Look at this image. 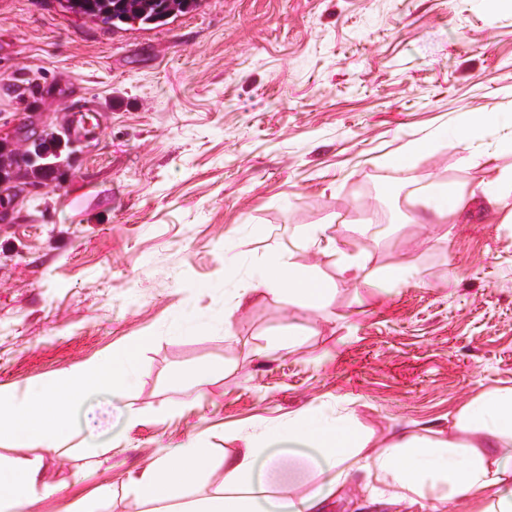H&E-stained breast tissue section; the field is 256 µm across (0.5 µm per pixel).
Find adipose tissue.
<instances>
[{
    "label": "adipose tissue",
    "mask_w": 512,
    "mask_h": 512,
    "mask_svg": "<svg viewBox=\"0 0 512 512\" xmlns=\"http://www.w3.org/2000/svg\"><path fill=\"white\" fill-rule=\"evenodd\" d=\"M504 113L484 112L443 130L464 153H471L484 128L505 124ZM484 201L502 223H512V167L479 171L473 186L431 184L417 200L438 222L462 217L474 200ZM336 288L314 269L297 265L292 254L259 263L252 284L240 289L245 301L257 291L286 296L289 304L315 314ZM134 337L125 347L90 359L60 376L34 382L23 391L0 389V447L56 450L71 438V418L88 395L99 390L124 397L140 374L139 355L149 345ZM288 444L315 452L314 489L285 500L274 499L277 482L304 481L297 461L277 460L275 446ZM210 466L207 448L197 439L161 448L134 482L137 498H175ZM40 459L14 469L0 484V512H21L23 505L53 494L40 482ZM365 471L384 484L388 503L429 497L431 512H512V386L481 389L448 419L444 430L402 432L391 442L359 428L355 413L329 416L314 404L288 420L244 438V447L224 459V489L219 497L194 504L191 512H317L325 499L345 496L352 472Z\"/></svg>",
    "instance_id": "adipose-tissue-1"
}]
</instances>
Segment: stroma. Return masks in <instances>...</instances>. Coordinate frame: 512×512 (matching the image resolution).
Returning <instances> with one entry per match:
<instances>
[{
    "instance_id": "1",
    "label": "stroma",
    "mask_w": 512,
    "mask_h": 512,
    "mask_svg": "<svg viewBox=\"0 0 512 512\" xmlns=\"http://www.w3.org/2000/svg\"><path fill=\"white\" fill-rule=\"evenodd\" d=\"M104 125L64 180L0 187L22 197L0 217V387L71 371L150 337L133 392L90 397L75 441L44 453L57 495L28 512H67L99 487L95 512H182L224 488V456L243 437L312 404L353 410L387 439L447 429L480 387L512 386V224L482 201L454 224H407L433 182L472 185L496 156L481 133L474 166L438 130L484 112L512 114V11L483 0H200L167 25L110 30L61 0H0V135L22 146L58 128L70 100ZM433 151L395 169L409 142ZM320 225L337 247L314 253L292 233ZM360 224L361 236L344 227ZM363 250L364 276L407 265L415 284L361 299L337 249ZM239 256L229 267L227 252ZM292 252L337 288L310 315L255 293L225 320L259 261ZM207 292H199V285ZM188 317L181 334L174 326ZM232 336H225V328ZM293 352L273 350L287 332ZM218 371L187 404L185 381ZM140 421L125 425L126 411ZM197 438L209 469L175 500L136 499L132 481L158 448ZM350 479L324 512H428L390 506Z\"/></svg>"
}]
</instances>
